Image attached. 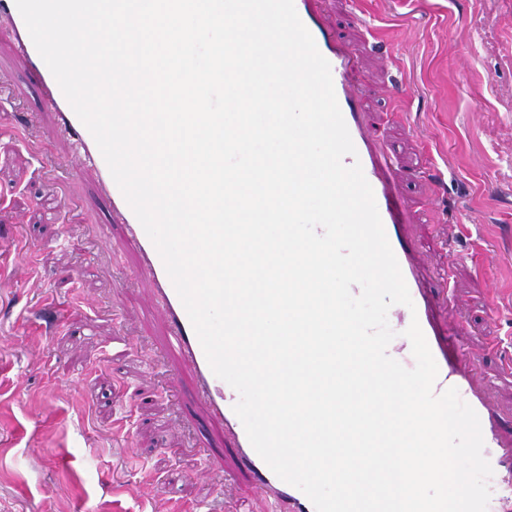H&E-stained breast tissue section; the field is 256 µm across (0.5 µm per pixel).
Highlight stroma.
<instances>
[{
    "mask_svg": "<svg viewBox=\"0 0 512 512\" xmlns=\"http://www.w3.org/2000/svg\"><path fill=\"white\" fill-rule=\"evenodd\" d=\"M321 8L354 53L360 107L421 217L405 236L436 315L467 325L453 342L511 450L512 0ZM2 114L30 134L0 136V512H224L232 497L270 512L223 432L185 400L191 376L163 349L139 255L111 224L95 173L61 167L70 144L7 40ZM456 248L466 261L451 263Z\"/></svg>",
    "mask_w": 512,
    "mask_h": 512,
    "instance_id": "1",
    "label": "stroma"
}]
</instances>
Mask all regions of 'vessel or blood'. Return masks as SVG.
<instances>
[{"mask_svg":"<svg viewBox=\"0 0 512 512\" xmlns=\"http://www.w3.org/2000/svg\"><path fill=\"white\" fill-rule=\"evenodd\" d=\"M294 5L319 52L331 66L336 99L356 149L355 154L345 156L343 162L348 166L361 165L373 189L387 239L413 301L409 307L397 304L390 308L388 322L396 337L394 343L389 344L387 353L404 367L414 366L411 344L404 332L411 321H418L438 366L435 393H442L450 387L456 388L460 398L479 416L484 440L483 454L493 469L487 512H512V468L504 464L500 444L490 427L487 400L475 388L467 365L460 362L452 366L447 361L445 340L433 320L431 302L418 268L402 241L400 227L408 223L409 218L398 208L390 179V161L377 145L368 115L357 106L358 93L351 52L343 43L328 35L320 17V0H294ZM0 13L9 15V35L18 42L48 110L54 112L57 118L61 134L76 147L68 162L71 173H79L87 166L96 171L109 204L112 222L124 225L142 256L137 274L153 287L157 313L167 329L168 348L180 358L182 365L192 372L195 379L187 392L188 400L203 405L210 419L223 426L225 439L230 447L235 448L241 466L253 473L256 489L261 496L283 506L284 512H315L308 497L281 480L251 446L244 426L233 410L238 400L237 392L211 370L155 246L115 183L94 138L74 113L35 48L15 0H0Z\"/></svg>","mask_w":512,"mask_h":512,"instance_id":"obj_1","label":"vessel or blood"}]
</instances>
